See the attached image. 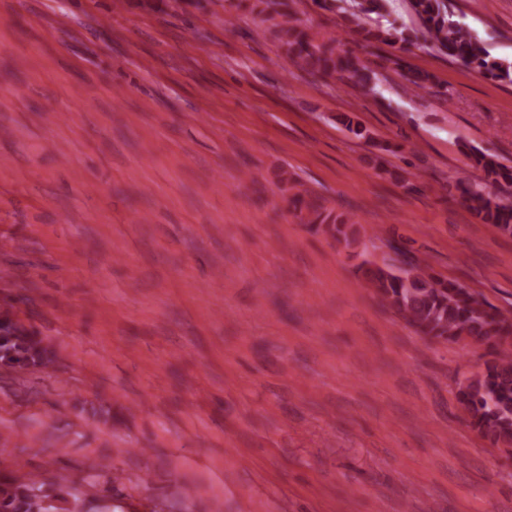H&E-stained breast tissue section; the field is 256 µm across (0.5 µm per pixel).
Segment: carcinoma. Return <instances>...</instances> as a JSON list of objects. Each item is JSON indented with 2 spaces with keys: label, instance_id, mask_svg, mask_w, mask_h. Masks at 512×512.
I'll list each match as a JSON object with an SVG mask.
<instances>
[{
  "label": "carcinoma",
  "instance_id": "obj_1",
  "mask_svg": "<svg viewBox=\"0 0 512 512\" xmlns=\"http://www.w3.org/2000/svg\"><path fill=\"white\" fill-rule=\"evenodd\" d=\"M263 21L286 52L290 63L321 79L346 75L355 80L366 94L376 93L374 73L357 58L341 56L323 44H317L300 20L284 9L281 0H260ZM423 34L433 48L485 76L512 83V62L491 55L484 41L459 20L448 7V0H410ZM385 0H357L356 11L349 19L353 30L369 47L411 43V36L393 24L381 22ZM407 91L419 95L428 88L429 75L408 70ZM473 165L494 184L512 185V167L508 168L487 151L471 149ZM467 207L484 223L491 224L505 236H512V202L474 191L464 184L456 185ZM296 216L338 243L354 241V221L322 215L303 196L292 199ZM357 275L369 283L381 304L415 331L430 339L469 340L492 350L494 358L485 369L458 383L459 404L469 425L494 444L512 445V354L501 351L512 344V316L490 305L483 297L451 280L434 276L430 268L411 260L403 266L364 261ZM52 352L43 339L28 331L8 312L0 313V363L14 370L47 365ZM69 478L43 482L37 477L20 481L0 473V512H75L76 503L63 496Z\"/></svg>",
  "mask_w": 512,
  "mask_h": 512
}]
</instances>
